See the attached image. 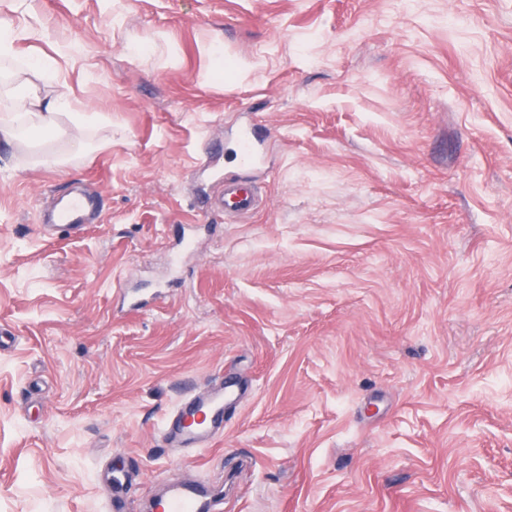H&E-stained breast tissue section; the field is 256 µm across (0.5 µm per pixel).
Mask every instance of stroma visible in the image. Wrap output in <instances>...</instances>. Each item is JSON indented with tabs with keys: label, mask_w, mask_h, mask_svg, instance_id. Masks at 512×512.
<instances>
[{
	"label": "stroma",
	"mask_w": 512,
	"mask_h": 512,
	"mask_svg": "<svg viewBox=\"0 0 512 512\" xmlns=\"http://www.w3.org/2000/svg\"><path fill=\"white\" fill-rule=\"evenodd\" d=\"M1 18L71 41L61 78L99 119L56 166L0 146V512H106L115 489L141 512L187 478L224 512H512V0ZM250 119L267 144L245 171ZM220 179L256 208L205 216ZM64 188L99 219L39 230ZM217 376L240 392L223 436L164 445Z\"/></svg>",
	"instance_id": "obj_1"
}]
</instances>
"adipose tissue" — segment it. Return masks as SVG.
Here are the masks:
<instances>
[{
    "mask_svg": "<svg viewBox=\"0 0 512 512\" xmlns=\"http://www.w3.org/2000/svg\"><path fill=\"white\" fill-rule=\"evenodd\" d=\"M25 68L39 80L52 84L55 97L43 102L31 86L18 85L12 88L8 106L13 114L0 116V143L15 145L22 141L25 130L35 129L47 142L66 139L67 130L61 125L64 115H72L75 124L90 122L91 117L84 111L83 103L74 97L71 88L59 76L56 60L36 58L26 61Z\"/></svg>",
    "mask_w": 512,
    "mask_h": 512,
    "instance_id": "ef3b65f1",
    "label": "adipose tissue"
}]
</instances>
